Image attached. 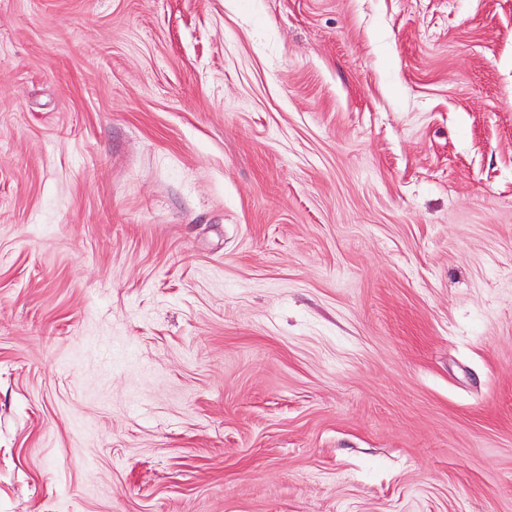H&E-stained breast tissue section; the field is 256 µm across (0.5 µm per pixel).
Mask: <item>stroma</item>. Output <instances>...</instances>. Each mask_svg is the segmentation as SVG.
<instances>
[{
  "instance_id": "stroma-1",
  "label": "stroma",
  "mask_w": 512,
  "mask_h": 512,
  "mask_svg": "<svg viewBox=\"0 0 512 512\" xmlns=\"http://www.w3.org/2000/svg\"><path fill=\"white\" fill-rule=\"evenodd\" d=\"M0 512H512V0H0Z\"/></svg>"
}]
</instances>
